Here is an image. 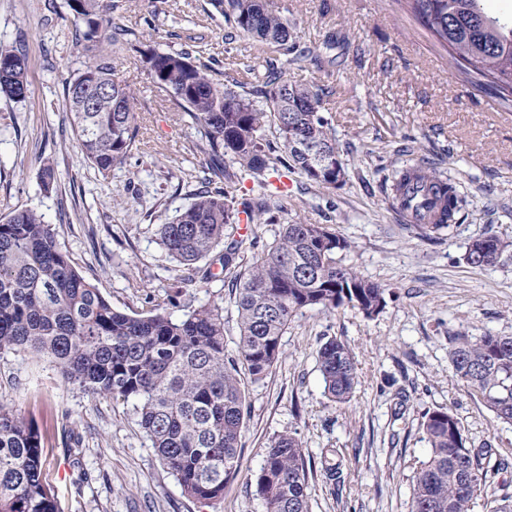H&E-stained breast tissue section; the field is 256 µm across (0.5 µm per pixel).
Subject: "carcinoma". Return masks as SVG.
I'll return each instance as SVG.
<instances>
[{
  "instance_id": "carcinoma-1",
  "label": "carcinoma",
  "mask_w": 512,
  "mask_h": 512,
  "mask_svg": "<svg viewBox=\"0 0 512 512\" xmlns=\"http://www.w3.org/2000/svg\"><path fill=\"white\" fill-rule=\"evenodd\" d=\"M416 20L448 49L454 68L473 87H490L512 99V19L490 18L481 0H405ZM230 28L241 35L275 43L283 54L317 60L292 36L288 19L273 0H210ZM78 21L73 37L85 61L66 78L70 122L82 151L102 176L139 149L140 128L131 85L116 77L111 51L128 30L112 22V0H68ZM139 54L159 89L174 98L199 128L193 150L204 157L203 179L193 201L172 221L159 225V244L193 274L209 281L233 274L239 318L237 355L224 349V314L205 303L175 317L166 311L133 315L112 308L100 289L85 278L64 252L52 225L35 209L0 216V353L47 355L63 381L82 392L132 403L139 425L182 492L197 500H218L238 470L237 449L245 426L242 376H266L281 355V338L304 309L333 311L350 305L367 317L386 306L387 289L336 261L350 248L322 224L299 219L282 225L277 238L246 268H241L235 238L241 216L250 224H276L280 206L265 195L235 194L242 176L262 190L270 174L299 172L308 181L334 188L346 177L324 111V89L288 81L272 66L254 93L267 108L256 109L232 89L218 84L194 52L158 53L125 40ZM0 61L28 69L19 47L0 46ZM14 72H0V93L22 101ZM104 87L92 111L83 97ZM275 144L261 136L265 127ZM328 154L332 169L317 173L310 147ZM44 191L56 181L54 163L38 175ZM392 200L406 204L409 187L426 190L430 222L427 237L460 223L466 205L457 185L421 163L392 167L384 176ZM512 244L493 235L473 240L467 252L483 256L479 266L497 262ZM204 266H198V263ZM454 375L480 395L504 421L512 422V335L458 332L449 337ZM329 400L344 403L357 384L355 357L331 337L317 351ZM428 458L416 468L410 512H470V504L489 481L490 450L473 448L458 420L439 408L425 414ZM46 433L21 409L0 404V512H58L54 489L44 476ZM309 467L298 438L290 433L271 440L255 474L263 512H311Z\"/></svg>"
}]
</instances>
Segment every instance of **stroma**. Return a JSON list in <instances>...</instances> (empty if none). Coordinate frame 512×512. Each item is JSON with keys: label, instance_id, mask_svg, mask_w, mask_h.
I'll return each instance as SVG.
<instances>
[{"label": "stroma", "instance_id": "stroma-1", "mask_svg": "<svg viewBox=\"0 0 512 512\" xmlns=\"http://www.w3.org/2000/svg\"><path fill=\"white\" fill-rule=\"evenodd\" d=\"M113 17L159 52L203 42L219 59L210 77L261 80L275 62L293 82L329 89L327 115L346 163L342 185L326 189L289 175L280 224H253L271 244L281 224H323L350 242L342 264L387 288L373 317L344 305L305 309L281 338L283 355L246 386L240 466L214 501L183 494L138 424L132 405L94 398L65 384L51 358L0 354V403L19 406L36 423L53 415L45 469L59 512H263L254 474L278 434L300 440L314 468L311 512H409L414 471L427 458V411L444 408L472 447L487 448L512 484V423L452 372L449 336L512 334V247L492 266L464 259L469 242L495 235L512 244V104L471 87L448 51L408 11L404 0H274L301 46L320 65L293 63L252 37L227 41L228 27L210 0H114ZM67 0H0V44L19 45L29 67L27 97L0 94V215L33 208L53 224L63 251L120 311L181 315L212 299L224 309V343L239 336L235 294L221 280L183 284L184 267L160 246L156 229L187 207L203 158L188 147L198 128L150 79L138 54L112 48L116 73L134 92L141 148L101 176L71 131L64 81L83 59L73 40ZM335 34L336 43L323 40ZM52 158L57 182L40 187ZM454 181L467 218L435 238L401 218L384 192L383 166L415 161ZM347 344L358 384L343 404L324 394L316 351L327 337ZM343 454L340 482L320 466L325 449Z\"/></svg>", "mask_w": 512, "mask_h": 512}]
</instances>
